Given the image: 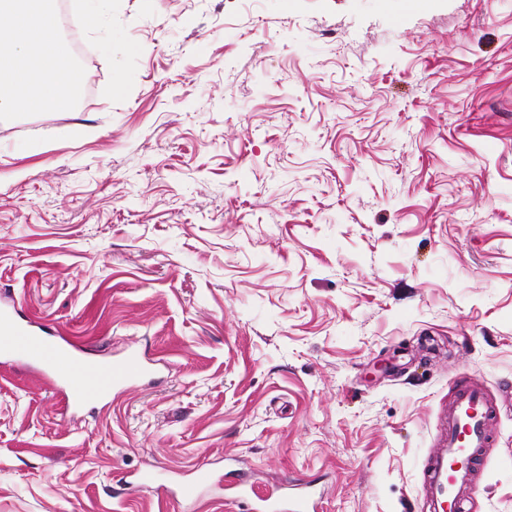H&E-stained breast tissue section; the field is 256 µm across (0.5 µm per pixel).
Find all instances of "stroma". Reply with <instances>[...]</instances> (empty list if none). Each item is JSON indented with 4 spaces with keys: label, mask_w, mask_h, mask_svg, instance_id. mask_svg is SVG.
I'll return each mask as SVG.
<instances>
[{
    "label": "stroma",
    "mask_w": 512,
    "mask_h": 512,
    "mask_svg": "<svg viewBox=\"0 0 512 512\" xmlns=\"http://www.w3.org/2000/svg\"><path fill=\"white\" fill-rule=\"evenodd\" d=\"M60 0L82 96L0 115V307L158 369L93 411L0 357V512H186L124 476L242 461L320 512H512V0ZM495 412L478 379L471 378L456 391L424 471L423 489L433 512L465 511L475 462L490 442Z\"/></svg>",
    "instance_id": "1"
}]
</instances>
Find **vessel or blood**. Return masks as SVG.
Wrapping results in <instances>:
<instances>
[{
	"label": "vessel or blood",
	"mask_w": 512,
	"mask_h": 512,
	"mask_svg": "<svg viewBox=\"0 0 512 512\" xmlns=\"http://www.w3.org/2000/svg\"><path fill=\"white\" fill-rule=\"evenodd\" d=\"M0 352L28 366L50 365L54 383L62 384L64 400L72 411H80L103 395L128 388L151 371L150 362L138 352L110 360L92 346L23 322L17 311H0ZM494 402L478 379L461 385L444 418L441 436L424 471V493L431 512H465L466 496L473 482L475 462L491 438ZM210 470H193L180 487L183 499L212 485ZM234 498L248 512H317L318 503L303 480L288 482L286 489L257 492L252 483H231Z\"/></svg>",
	"instance_id": "vessel-or-blood-1"
}]
</instances>
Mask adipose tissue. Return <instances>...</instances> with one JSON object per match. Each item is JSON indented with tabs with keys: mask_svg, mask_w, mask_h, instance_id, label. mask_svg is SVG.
I'll use <instances>...</instances> for the list:
<instances>
[{
	"mask_svg": "<svg viewBox=\"0 0 512 512\" xmlns=\"http://www.w3.org/2000/svg\"><path fill=\"white\" fill-rule=\"evenodd\" d=\"M59 0H0V112H45L67 98L74 83L62 80L72 69L71 50L59 33Z\"/></svg>",
	"mask_w": 512,
	"mask_h": 512,
	"instance_id": "ef3b65f1",
	"label": "adipose tissue"
}]
</instances>
